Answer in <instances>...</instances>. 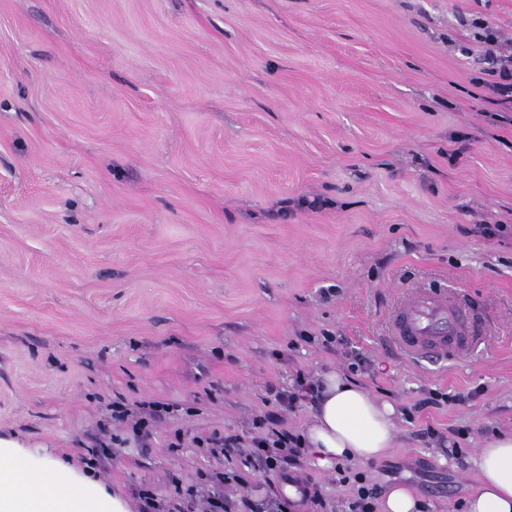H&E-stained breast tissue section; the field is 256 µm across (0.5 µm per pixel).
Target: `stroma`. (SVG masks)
<instances>
[{"label":"stroma","instance_id":"stroma-1","mask_svg":"<svg viewBox=\"0 0 512 512\" xmlns=\"http://www.w3.org/2000/svg\"><path fill=\"white\" fill-rule=\"evenodd\" d=\"M481 19L511 53L512 0H0V438L136 510L269 512L281 477L218 484L197 442L249 439L271 389L334 369L399 411L358 471L463 512L512 431V112L478 83ZM415 287L466 293L485 343L403 356ZM430 392L464 400L415 412ZM116 402L173 410L135 437ZM288 473L349 512L335 468Z\"/></svg>","mask_w":512,"mask_h":512}]
</instances>
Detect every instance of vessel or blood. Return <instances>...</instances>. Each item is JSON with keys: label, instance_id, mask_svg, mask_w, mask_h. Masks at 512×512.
<instances>
[{"label": "vessel or blood", "instance_id": "1", "mask_svg": "<svg viewBox=\"0 0 512 512\" xmlns=\"http://www.w3.org/2000/svg\"><path fill=\"white\" fill-rule=\"evenodd\" d=\"M481 310L466 297L415 288L391 315L390 339L415 360L443 359L471 350L480 340Z\"/></svg>", "mask_w": 512, "mask_h": 512}]
</instances>
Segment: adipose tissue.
Instances as JSON below:
<instances>
[{
    "label": "adipose tissue",
    "mask_w": 512,
    "mask_h": 512,
    "mask_svg": "<svg viewBox=\"0 0 512 512\" xmlns=\"http://www.w3.org/2000/svg\"><path fill=\"white\" fill-rule=\"evenodd\" d=\"M314 412L301 443L324 467L365 462L395 446L396 409L336 371L321 373ZM478 488L466 512H512V433L478 448ZM0 512H131L128 502L61 460L35 462L16 443L0 439Z\"/></svg>",
    "instance_id": "obj_1"
}]
</instances>
